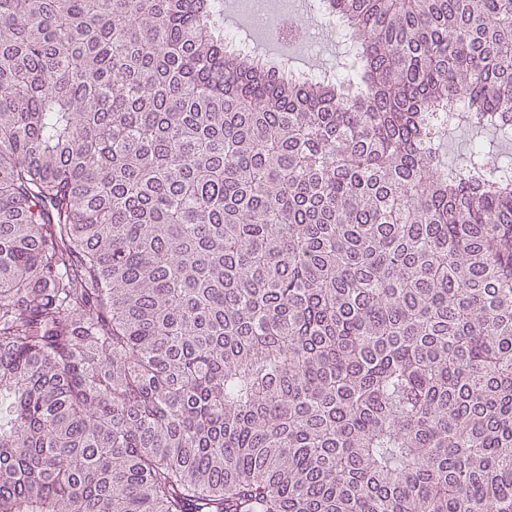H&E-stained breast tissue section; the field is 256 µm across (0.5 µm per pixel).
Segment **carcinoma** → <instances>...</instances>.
Here are the masks:
<instances>
[{
    "instance_id": "1",
    "label": "carcinoma",
    "mask_w": 512,
    "mask_h": 512,
    "mask_svg": "<svg viewBox=\"0 0 512 512\" xmlns=\"http://www.w3.org/2000/svg\"><path fill=\"white\" fill-rule=\"evenodd\" d=\"M0 0V512H512V0ZM235 1H240L237 7L235 18L232 22H227L224 17V31L230 30L236 33L238 30H240L242 37H249L251 40L265 43L272 52L288 56L293 61L294 68L302 71L321 68L329 63H334L336 65V62L339 60L340 56V48L338 45V36L334 31L328 32L324 36L322 46L317 53H310L307 50L297 47L296 45L284 48L271 42L274 39L267 37V39L271 40L269 41L265 38H262L254 33L249 27H247L244 22V17L247 12L245 4L246 0ZM274 1H288L281 3L282 5L288 6V11L298 10L303 13L302 21L306 25H310L313 28H318L316 18L309 14V12H305L302 9L298 8L297 1L299 0H274ZM252 6V20L253 22L261 27L268 28L274 34H277L282 29L288 28V23L291 22L295 26L302 31L304 40L306 41L310 50L315 49V47L319 44L320 36L322 30H313L302 23H300L294 14L288 12L283 13L275 18L270 17L267 11V0H251Z\"/></svg>"
}]
</instances>
